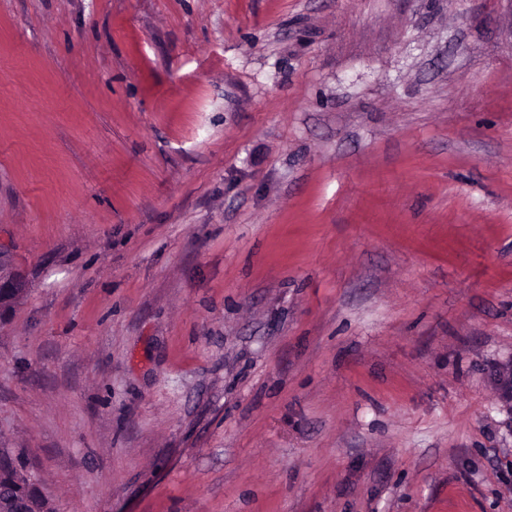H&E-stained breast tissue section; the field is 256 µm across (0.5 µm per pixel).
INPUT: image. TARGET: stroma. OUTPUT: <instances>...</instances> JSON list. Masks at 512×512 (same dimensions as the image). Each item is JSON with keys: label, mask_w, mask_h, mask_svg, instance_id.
I'll return each instance as SVG.
<instances>
[{"label": "stroma", "mask_w": 512, "mask_h": 512, "mask_svg": "<svg viewBox=\"0 0 512 512\" xmlns=\"http://www.w3.org/2000/svg\"><path fill=\"white\" fill-rule=\"evenodd\" d=\"M0 244L54 512H512V0H0Z\"/></svg>", "instance_id": "obj_1"}]
</instances>
